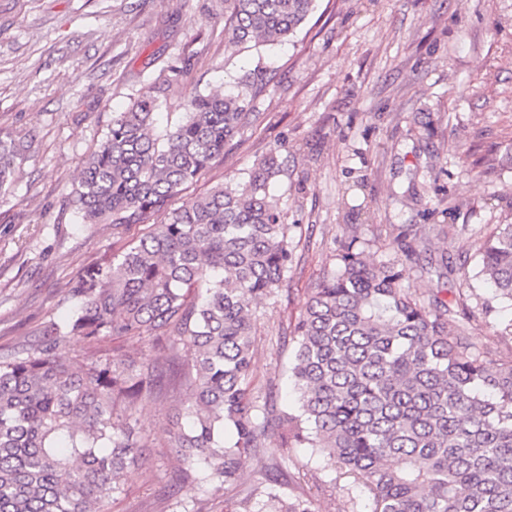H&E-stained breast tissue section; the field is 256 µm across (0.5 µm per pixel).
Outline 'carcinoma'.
<instances>
[{"mask_svg": "<svg viewBox=\"0 0 512 512\" xmlns=\"http://www.w3.org/2000/svg\"><path fill=\"white\" fill-rule=\"evenodd\" d=\"M313 2L224 0L232 43L290 39ZM240 84L191 97L162 137L148 87L112 118L71 185L84 225L164 220L84 271L68 289L78 306L45 328L36 350L0 359V512H102L124 470L143 462L123 410L162 382L159 362H76L59 350L68 336H148L162 347L190 390L170 431L186 465L181 491L232 486L250 458L267 469L266 501L256 510L242 500L235 512H314L309 496L280 495L281 470L263 463L273 432L363 484L372 512H512V350L473 351L455 321L468 311L463 292L425 302L399 261L367 263L355 234L294 325L297 409L271 416L251 396V308L278 292L295 259L270 193L283 172L278 150L247 180L169 208L256 119L249 91L266 73L257 67ZM31 147L0 138V194ZM479 256L485 281L512 307V224L497 225Z\"/></svg>", "mask_w": 512, "mask_h": 512, "instance_id": "cac0c4a2", "label": "carcinoma"}]
</instances>
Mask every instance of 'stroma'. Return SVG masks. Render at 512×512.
Listing matches in <instances>:
<instances>
[{"mask_svg": "<svg viewBox=\"0 0 512 512\" xmlns=\"http://www.w3.org/2000/svg\"><path fill=\"white\" fill-rule=\"evenodd\" d=\"M224 0H0V136L33 143L0 196V357L35 347L42 328L78 301L68 290L146 231L79 226L66 186L98 147L112 116L156 86V132L173 130L190 97L233 85L261 66L256 124L237 135L186 191L244 181L277 149L288 169L273 193L293 227L296 262L276 297L252 306V394L284 408L293 344L285 335L308 294L338 269L350 231L377 264L403 231L418 253L402 265L424 298L470 288L464 321L472 348L512 350L500 331L512 308L494 304L476 277L478 248L512 223V0H316L293 41L234 46ZM448 254L439 277L428 261ZM70 358L119 351L155 361L146 337L92 345L71 337ZM186 390L144 396L131 410L145 464L130 467L104 512H233L264 486L260 462L281 464L283 494L310 492L315 512H343L367 490L310 448L267 436L231 486L173 493L179 468L169 430Z\"/></svg>", "mask_w": 512, "mask_h": 512, "instance_id": "35a3bbf8", "label": "stroma"}]
</instances>
